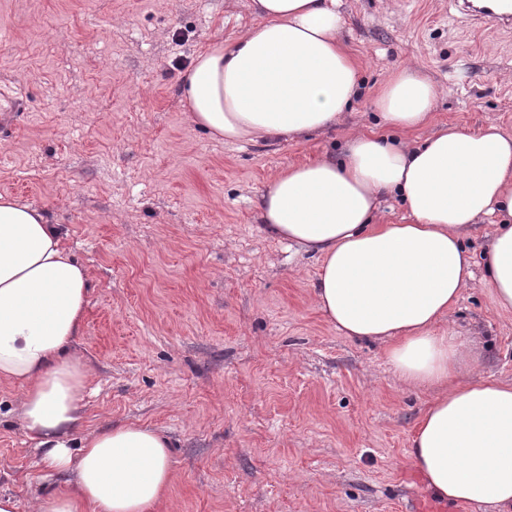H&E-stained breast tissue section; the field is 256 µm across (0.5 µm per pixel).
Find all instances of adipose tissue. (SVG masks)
<instances>
[{
	"mask_svg": "<svg viewBox=\"0 0 512 512\" xmlns=\"http://www.w3.org/2000/svg\"><path fill=\"white\" fill-rule=\"evenodd\" d=\"M254 22L231 44L200 51L181 79L192 123L216 140H296L340 120L359 96V68L339 32L336 0H251ZM437 90L392 71L374 93L391 128L426 126ZM400 194L404 224H377ZM275 238L320 262L315 302L353 340L380 341L399 383L426 391L409 457L431 496L512 512V382L482 369L474 339L443 330L474 277L464 243L490 221L485 246L494 308L512 313V136L495 125L441 127L406 148L357 132L341 157L288 166L261 195ZM90 275L42 209L0 194V383L19 389L17 421L59 486L34 512H152L173 481L170 442L130 422L84 430L92 370L75 354Z\"/></svg>",
	"mask_w": 512,
	"mask_h": 512,
	"instance_id": "ef3b65f1",
	"label": "adipose tissue"
}]
</instances>
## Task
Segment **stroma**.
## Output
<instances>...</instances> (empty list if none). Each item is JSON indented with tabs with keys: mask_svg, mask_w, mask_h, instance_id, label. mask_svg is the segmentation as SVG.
Instances as JSON below:
<instances>
[{
	"mask_svg": "<svg viewBox=\"0 0 512 512\" xmlns=\"http://www.w3.org/2000/svg\"><path fill=\"white\" fill-rule=\"evenodd\" d=\"M362 94L300 141L227 144L189 120L195 55L253 22L249 0H0V193L46 211L92 288L76 352L92 367L88 427L140 422L172 443L153 512H406L427 500L408 451L428 393L396 380L381 342L317 309L319 262L273 239L261 193L288 165L384 132L375 89L420 68L445 125L512 134V30L475 28L453 0H339ZM475 278L444 329L481 338L512 379V315ZM0 385V492L32 512L37 455Z\"/></svg>",
	"mask_w": 512,
	"mask_h": 512,
	"instance_id": "1",
	"label": "stroma"
}]
</instances>
